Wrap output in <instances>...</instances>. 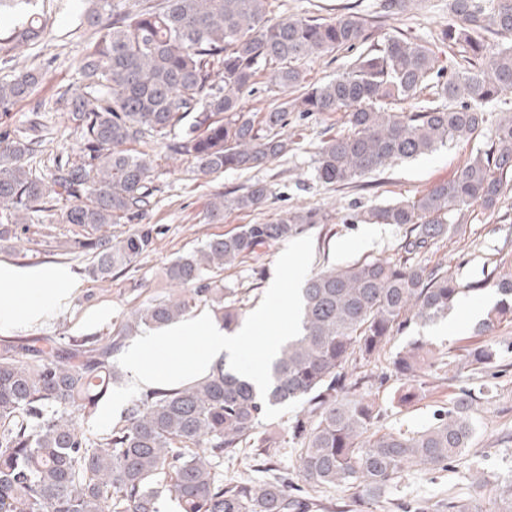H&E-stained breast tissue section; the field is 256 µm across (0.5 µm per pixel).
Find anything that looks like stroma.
Masks as SVG:
<instances>
[{
	"mask_svg": "<svg viewBox=\"0 0 512 512\" xmlns=\"http://www.w3.org/2000/svg\"><path fill=\"white\" fill-rule=\"evenodd\" d=\"M382 0H274L272 18L289 15L333 18L352 11L366 18L375 41L385 42L398 36L413 38L429 45L448 23V0H413L408 11L389 16L380 9ZM86 0H33L34 10L47 24L46 38L20 50L13 61L0 59V81L12 78L21 66L41 68L42 83L32 96L19 103L9 114L0 115V128L28 127L38 117L47 148L59 158L74 157L75 137L65 130L63 112L54 101L60 91L79 84L77 63L85 53L89 34L78 17L86 9ZM342 113H291L284 133L293 145L288 153L266 165L249 170H227L221 174L199 176L187 163L165 158V142L149 139L142 149L160 155L157 191L148 214L149 223L158 225L160 235L153 251L142 255L125 271L106 281L92 280L86 269L91 254L70 249L66 225L55 228L51 244L40 241L39 234L18 233L0 242V262L26 270L36 267H61L69 270L78 289L70 306L42 325L0 328V340H26L41 336H82L110 331L143 303L171 293L162 269L178 255L199 247L207 238L231 231L239 224H267L278 214L293 208H317L332 217L331 223L308 228L313 239L312 272L332 265H345L358 259L395 258L400 253L403 229L392 224H353L355 211L376 204L406 199L426 193L434 184L448 180L471 154L487 147L486 138L461 142L421 156L400 161L377 170L357 183L339 187L318 181L314 168L324 140L346 132ZM267 183V203L251 212L231 211L223 220L207 222V204L215 194L244 192L252 183ZM460 233L438 242L417 254L415 263L452 275L467 293L447 318L426 328L410 326L394 337L380 356L366 366L367 381L363 394L379 412L377 429L414 432L429 425L439 406L462 389L481 393L475 410V432L466 450L442 470L410 472L393 489L391 497L403 505L419 502L434 505L458 497L475 500L482 512H497L501 488L512 484V322L502 323L494 331L505 343L494 373L475 374L456 363L464 348L479 345L483 337L478 323L497 300L489 273L499 263H512V193L496 212L472 204L458 215ZM285 242L261 248L256 259L221 271L225 287L235 289L245 312L261 302L274 277L277 258ZM425 336L446 361L445 368L426 376L412 402L399 403L403 384L392 371L391 357L409 340ZM224 475L237 480L263 481L276 476L288 477L302 485L296 456L284 448L267 465H256L249 450L225 458ZM488 476L490 485L476 489L472 478Z\"/></svg>",
	"mask_w": 512,
	"mask_h": 512,
	"instance_id": "1",
	"label": "stroma"
}]
</instances>
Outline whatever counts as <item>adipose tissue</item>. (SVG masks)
I'll return each mask as SVG.
<instances>
[{"label":"adipose tissue","instance_id":"1","mask_svg":"<svg viewBox=\"0 0 512 512\" xmlns=\"http://www.w3.org/2000/svg\"><path fill=\"white\" fill-rule=\"evenodd\" d=\"M74 289L66 269L21 271L0 263V327L51 319L68 306Z\"/></svg>","mask_w":512,"mask_h":512}]
</instances>
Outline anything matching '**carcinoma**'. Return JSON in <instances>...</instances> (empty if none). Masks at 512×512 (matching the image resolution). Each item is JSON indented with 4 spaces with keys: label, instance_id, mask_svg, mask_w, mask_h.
Masks as SVG:
<instances>
[{
    "label": "carcinoma",
    "instance_id": "obj_1",
    "mask_svg": "<svg viewBox=\"0 0 512 512\" xmlns=\"http://www.w3.org/2000/svg\"><path fill=\"white\" fill-rule=\"evenodd\" d=\"M83 25L91 31L78 62L80 84L56 105L65 112L79 151L53 159L50 179L34 166L44 139L30 131L0 132V241L17 225L59 211L69 242L93 255L95 281L112 278L151 251L158 229L145 222L159 157L133 146L147 138L179 135L169 158L197 175L250 169L290 150L281 129L292 112H341L348 131L325 141L315 176L349 185L401 160L479 136L491 142L447 181L416 197L375 205L353 216L359 224L404 229L401 256L330 266L302 288L301 332L271 366L266 398L248 379L220 364L176 387L144 390L105 431L91 429L112 383L121 378L114 354L145 329L182 321L199 302L211 303L231 330L242 308L224 305V287L209 273L244 264L258 250L300 234L329 215L286 210L269 224H240L208 238L165 267L166 280L189 289L142 304L108 333L0 340V512H163L166 498L181 512H312L288 479L242 482L224 478V457L243 448L267 461L296 449L299 475L314 487L358 490L356 501L379 507L417 468L438 470L468 447L475 395L461 390L413 433L375 430L379 413L358 393L349 370L370 365L410 324L429 325L459 303L466 288L448 274L410 263V255L459 231L455 212L480 203L502 207L512 176V113L492 114L512 92V0H448V25L438 42L461 60L437 64L435 53L411 38L384 44L370 39L368 21L353 13L333 20L268 17L269 0H88ZM46 24L34 13L0 27V59L44 40ZM497 38L489 41L487 35ZM357 51L332 81L307 89L268 112L245 108L260 77L286 93L301 88L299 62L327 52ZM25 68L0 82V112L27 100L41 80ZM429 91L436 106L405 111L401 104ZM256 182L235 196L218 194L210 219L252 211L268 200ZM133 228L114 237L101 229ZM500 295L479 331L512 321V272L498 271ZM502 355L498 341L467 348L461 360L487 372ZM447 366L433 344L416 339L392 356L397 378L422 382ZM297 401L302 414L279 438L255 431L265 405ZM435 512H480L452 498Z\"/></svg>",
    "mask_w": 512,
    "mask_h": 512
}]
</instances>
